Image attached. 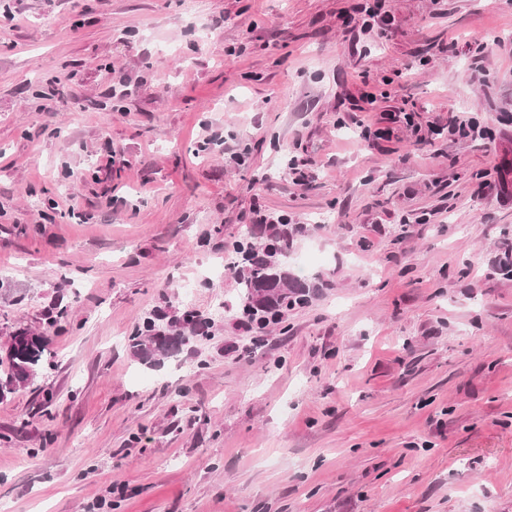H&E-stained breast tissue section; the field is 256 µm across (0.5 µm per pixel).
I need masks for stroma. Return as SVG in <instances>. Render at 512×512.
<instances>
[{"label": "stroma", "mask_w": 512, "mask_h": 512, "mask_svg": "<svg viewBox=\"0 0 512 512\" xmlns=\"http://www.w3.org/2000/svg\"><path fill=\"white\" fill-rule=\"evenodd\" d=\"M351 3L10 0L0 355L49 344L0 400V512H512V0ZM464 112L490 138H435ZM257 206L315 288L259 339ZM352 9L355 14L360 15L363 20V26H371L372 28L373 25H371L370 20L379 24L375 18H378L383 25H389L392 21L387 11L382 12V0H361L359 3L354 4ZM143 332H136L131 336L130 349L134 357L144 364H158L164 358L174 354L184 344L183 337L188 340L189 336L180 329H175L170 335H163L156 331L155 326L150 324ZM45 350V336L31 335L27 331H19L13 336L7 356L10 372L0 378V396L6 397L38 375Z\"/></svg>", "instance_id": "35a3bbf8"}]
</instances>
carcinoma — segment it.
<instances>
[{
    "label": "carcinoma",
    "instance_id": "carcinoma-1",
    "mask_svg": "<svg viewBox=\"0 0 512 512\" xmlns=\"http://www.w3.org/2000/svg\"><path fill=\"white\" fill-rule=\"evenodd\" d=\"M269 235L259 236L249 229L239 247L245 258L239 260L238 285L240 300L252 314L260 312L279 315L283 308L308 300L310 290L288 273L283 259L288 257V231L276 224L266 225ZM185 332L176 329L169 335L156 331L150 324L145 332L130 338L134 357L144 364H158L184 344ZM46 350V337L19 331L12 338L7 359L10 372L0 378V396L13 393L30 383L37 375Z\"/></svg>",
    "mask_w": 512,
    "mask_h": 512
}]
</instances>
